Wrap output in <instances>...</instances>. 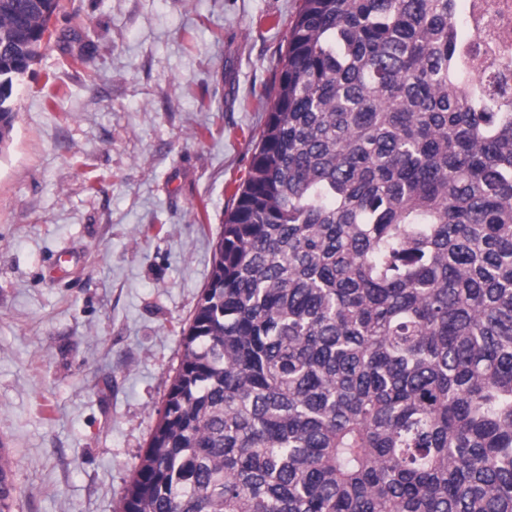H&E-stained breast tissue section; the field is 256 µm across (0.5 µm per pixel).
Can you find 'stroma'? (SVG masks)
Masks as SVG:
<instances>
[{
  "label": "stroma",
  "mask_w": 512,
  "mask_h": 512,
  "mask_svg": "<svg viewBox=\"0 0 512 512\" xmlns=\"http://www.w3.org/2000/svg\"><path fill=\"white\" fill-rule=\"evenodd\" d=\"M301 0H61L0 154L12 512H122Z\"/></svg>",
  "instance_id": "obj_1"
}]
</instances>
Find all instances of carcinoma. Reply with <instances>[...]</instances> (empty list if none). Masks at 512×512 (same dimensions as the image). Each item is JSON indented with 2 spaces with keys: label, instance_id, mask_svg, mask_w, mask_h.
Segmentation results:
<instances>
[{
  "label": "carcinoma",
  "instance_id": "1",
  "mask_svg": "<svg viewBox=\"0 0 512 512\" xmlns=\"http://www.w3.org/2000/svg\"><path fill=\"white\" fill-rule=\"evenodd\" d=\"M60 7L0 0V149ZM472 38L302 0L123 512H512V59Z\"/></svg>",
  "mask_w": 512,
  "mask_h": 512
}]
</instances>
